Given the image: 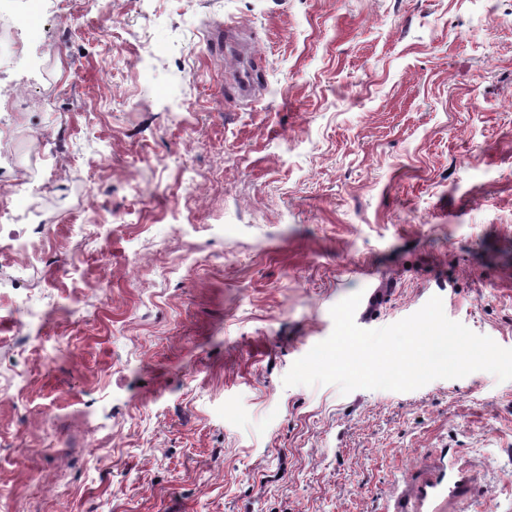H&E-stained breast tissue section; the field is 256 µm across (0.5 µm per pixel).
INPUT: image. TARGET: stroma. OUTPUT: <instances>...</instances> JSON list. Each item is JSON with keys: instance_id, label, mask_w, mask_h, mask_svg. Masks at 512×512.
Wrapping results in <instances>:
<instances>
[{"instance_id": "obj_1", "label": "stroma", "mask_w": 512, "mask_h": 512, "mask_svg": "<svg viewBox=\"0 0 512 512\" xmlns=\"http://www.w3.org/2000/svg\"><path fill=\"white\" fill-rule=\"evenodd\" d=\"M46 5L0 61V512H512V380L283 384L360 290L512 348V0ZM26 216L14 215L13 209L7 205L0 207V236L7 235L16 239H21L26 234V228L23 221ZM4 220V221H3Z\"/></svg>"}]
</instances>
